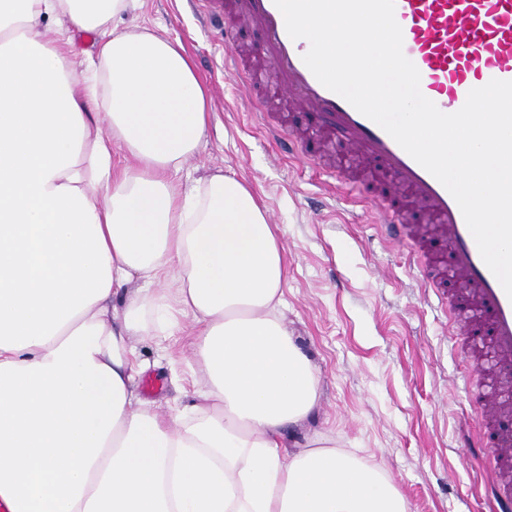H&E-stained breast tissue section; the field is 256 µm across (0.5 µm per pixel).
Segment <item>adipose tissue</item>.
Instances as JSON below:
<instances>
[{
  "label": "adipose tissue",
  "mask_w": 512,
  "mask_h": 512,
  "mask_svg": "<svg viewBox=\"0 0 512 512\" xmlns=\"http://www.w3.org/2000/svg\"><path fill=\"white\" fill-rule=\"evenodd\" d=\"M130 0H0V512H409L381 465L288 427L319 377L279 308V227L217 169L185 46ZM98 35L75 92L73 33ZM122 163H115L114 150ZM192 323L197 404L162 416L134 336Z\"/></svg>",
  "instance_id": "ef3b65f1"
}]
</instances>
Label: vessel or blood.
I'll list each match as a JSON object with an SVG mask.
<instances>
[{"label":"vessel or blood","mask_w":512,"mask_h":512,"mask_svg":"<svg viewBox=\"0 0 512 512\" xmlns=\"http://www.w3.org/2000/svg\"><path fill=\"white\" fill-rule=\"evenodd\" d=\"M205 9L225 32H233L239 20L264 32L262 66L246 69L234 50H226L224 80L242 88L258 125L280 151L308 157L343 184L354 160L375 163L385 181L366 190L364 199L383 238L413 249L417 284L424 290L462 283L451 323L467 333L478 326L486 331L465 377L477 424L486 429L498 410L480 388L486 372L512 379V299L483 261L453 196L384 129L317 80L303 61L308 41L290 38L274 0H207ZM395 18L403 53L420 73L421 92L442 112L460 110L470 90L491 80L512 81V0H395ZM268 72L273 82L265 81ZM276 98L313 118L323 134V153H310L302 130L268 112L267 101ZM339 144L346 156L336 165L332 148ZM481 451L498 464L494 512H512V434L488 432Z\"/></svg>","instance_id":"obj_1"}]
</instances>
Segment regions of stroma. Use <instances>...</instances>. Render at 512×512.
Wrapping results in <instances>:
<instances>
[{"label":"stroma","instance_id":"1","mask_svg":"<svg viewBox=\"0 0 512 512\" xmlns=\"http://www.w3.org/2000/svg\"><path fill=\"white\" fill-rule=\"evenodd\" d=\"M183 43L210 98L200 151L179 179L223 168L255 187L280 228L288 262L284 321L319 377L310 416L287 446L318 432L373 456L411 512H492V460L474 456L476 421L458 357L473 337L448 327V306L423 297L406 248L387 247L357 191L339 195L309 164L282 157L220 68L224 33L202 26L186 0H137L116 22ZM138 392L162 415L191 404L204 378L186 333L135 336Z\"/></svg>","mask_w":512,"mask_h":512}]
</instances>
